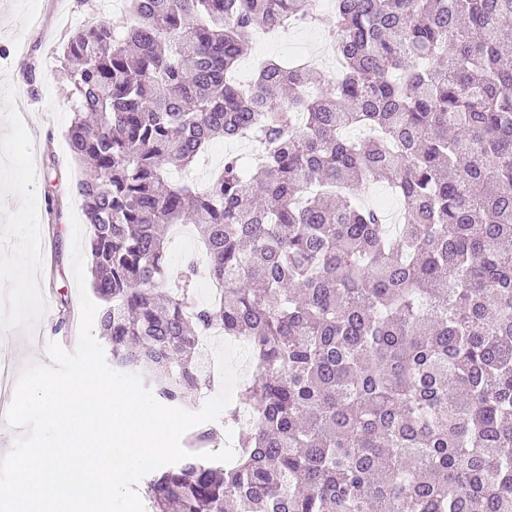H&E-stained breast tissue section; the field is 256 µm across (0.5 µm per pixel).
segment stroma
<instances>
[{
    "mask_svg": "<svg viewBox=\"0 0 512 512\" xmlns=\"http://www.w3.org/2000/svg\"><path fill=\"white\" fill-rule=\"evenodd\" d=\"M96 2L92 14L77 0H0V188L22 185L27 198L18 209L0 196V257L23 255L19 267L9 269L10 292L0 299V339L10 342L19 368L41 360V342L69 352L78 343L79 331L70 322L80 306L71 216L81 210L73 190L81 170L67 144L70 88L45 57L63 52L58 12L78 26L93 18L121 25L120 10L110 9L109 0ZM321 41L317 27L255 39L239 69L248 71L257 56L284 59L295 48L316 50Z\"/></svg>",
    "mask_w": 512,
    "mask_h": 512,
    "instance_id": "1",
    "label": "stroma"
}]
</instances>
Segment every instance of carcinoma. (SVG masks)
I'll list each match as a JSON object with an SVG mask.
<instances>
[{
	"label": "carcinoma",
	"mask_w": 512,
	"mask_h": 512,
	"mask_svg": "<svg viewBox=\"0 0 512 512\" xmlns=\"http://www.w3.org/2000/svg\"><path fill=\"white\" fill-rule=\"evenodd\" d=\"M124 6L60 60L112 366L182 405L213 326L254 360L241 451L153 476L149 512H512V0H333L336 74L267 60L249 89L254 30L318 26L316 0ZM240 138L252 172L197 185ZM189 218L211 304L167 257Z\"/></svg>",
	"instance_id": "obj_1"
}]
</instances>
